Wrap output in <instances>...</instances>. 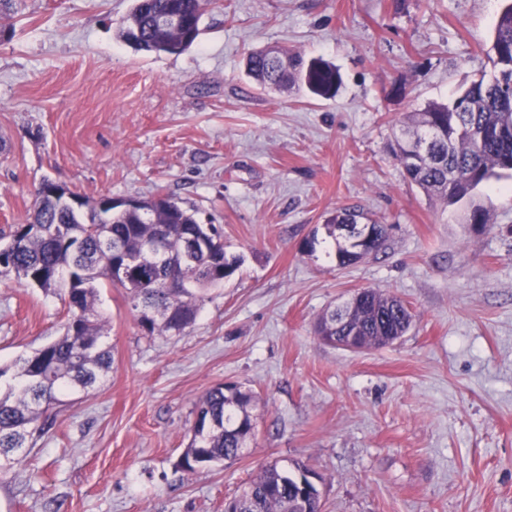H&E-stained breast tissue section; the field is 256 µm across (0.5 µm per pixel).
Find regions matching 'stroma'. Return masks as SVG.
Segmentation results:
<instances>
[{"label":"stroma","instance_id":"stroma-1","mask_svg":"<svg viewBox=\"0 0 512 512\" xmlns=\"http://www.w3.org/2000/svg\"><path fill=\"white\" fill-rule=\"evenodd\" d=\"M133 0H14L0 36V235L43 181L89 200L163 192L242 260L179 336L147 335L102 284L112 369L0 474V512H224L260 467L319 473L323 512H512V177L455 205L411 187L388 145L404 115L490 72L501 0H213L195 43L138 52ZM333 62L336 97L260 89L250 51ZM492 229L465 221L471 205ZM388 225L336 262L326 224ZM374 288L410 307L391 344L315 333ZM62 292L0 281V366L61 336ZM218 384L252 391L256 436L194 474L179 458ZM358 215L350 210H337L329 219V223L336 230L340 231V237L349 241V246H338L336 251V259L341 267L350 265V256L361 246L369 244L368 253H377L387 240V227L385 224H379L377 221L371 224H358ZM369 232L370 239L368 242H362V237ZM365 250L359 251L356 262L367 257Z\"/></svg>","mask_w":512,"mask_h":512}]
</instances>
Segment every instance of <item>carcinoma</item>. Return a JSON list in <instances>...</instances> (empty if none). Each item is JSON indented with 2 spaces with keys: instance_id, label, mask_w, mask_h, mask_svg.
I'll use <instances>...</instances> for the list:
<instances>
[{
  "instance_id": "1",
  "label": "carcinoma",
  "mask_w": 512,
  "mask_h": 512,
  "mask_svg": "<svg viewBox=\"0 0 512 512\" xmlns=\"http://www.w3.org/2000/svg\"><path fill=\"white\" fill-rule=\"evenodd\" d=\"M207 0H134L133 8L118 28V37L136 51L179 54L199 36V24ZM179 13L185 25L167 30L156 18ZM494 72L506 75L505 86L486 76L472 82L451 101H429L408 113L403 128L408 138H394L389 151L400 165L405 180L428 196L447 204L469 200L474 191L512 172V0L498 17L491 45ZM248 76L263 88L286 91L295 86L308 94L333 98L342 84L336 66L321 57L304 60L283 48H265L248 54ZM86 209L67 212L48 196L36 198L26 223L15 226L16 240L7 257L11 268L0 270V279H16L45 291L62 290L67 296L69 319L62 336L19 358L14 366L0 367V472L9 470L31 446L34 434L52 424L63 398L95 389L112 364L106 346L107 324L96 307L99 285L108 280L127 290L132 309L146 319L149 335L180 336L195 321L203 301L202 291L224 283L240 267V259L227 257L224 241L212 224H198L195 213L176 201L151 214L114 213L104 238L96 224L98 201L84 200ZM329 223L349 241L338 246L341 267L364 244L378 252L387 240V227L377 221L358 224L357 214L342 209ZM197 234L204 245L193 253V262L180 259L184 240ZM368 242H362L364 234ZM157 237L166 251L145 255ZM122 241L126 253L140 261L128 267L126 279L112 280V240ZM144 301L152 314L138 311ZM411 320L401 300L375 290H362L344 305L336 319L322 316L316 333L329 343L352 336L362 348H379L391 336H401ZM255 395L237 386L218 384L196 405L192 435L180 457L186 472L238 457L237 449L252 424L249 407ZM309 471L303 463L289 467L269 463L261 468L233 503L242 512H320L319 502L297 504L299 479Z\"/></svg>"
}]
</instances>
